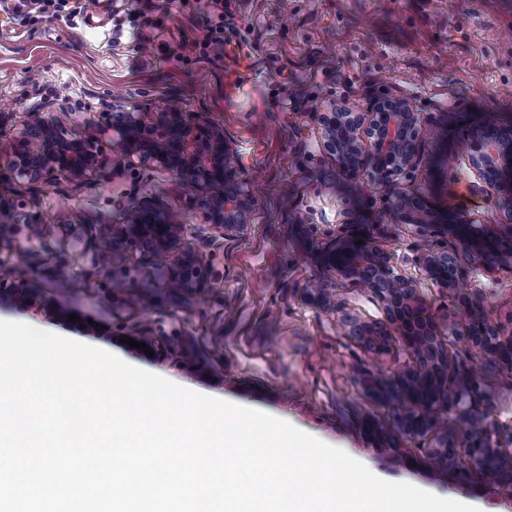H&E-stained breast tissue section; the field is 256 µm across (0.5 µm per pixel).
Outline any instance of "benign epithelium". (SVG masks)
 <instances>
[{
    "label": "benign epithelium",
    "mask_w": 512,
    "mask_h": 512,
    "mask_svg": "<svg viewBox=\"0 0 512 512\" xmlns=\"http://www.w3.org/2000/svg\"><path fill=\"white\" fill-rule=\"evenodd\" d=\"M318 119L323 148L349 175L384 181L413 167L419 158L420 115L403 99L380 100L366 112L332 102ZM100 129L113 133V145L124 160L155 164L198 192L216 233L228 236L249 223L253 200L240 180L235 152L222 129L174 104L148 112L120 102L101 113ZM458 149L480 189L499 194L505 184L512 188V124L496 118L491 130L486 119L467 132ZM105 161L95 140L76 134L54 114L26 112L22 131L11 142L8 168L27 184L38 186L52 182L59 173L81 180ZM388 213L394 223L418 228L425 239L438 233L453 241L451 251H424L425 271L440 287L459 290L462 314L470 319L466 338L471 345L488 361L512 369V329L504 331L476 298L458 289L467 265L512 268V210L503 212L504 224H478L461 212L442 213L423 197L398 189ZM124 242L145 254L166 257L173 270L167 286L174 285L179 292L194 291L207 282L202 257L185 246L183 225L171 211L137 206L125 223L111 224L93 236L95 265H110ZM324 263L333 278L371 289L385 307L387 323L346 316L340 322L344 333L374 349L384 347L396 334L414 360L403 376L365 379L366 393L398 402V423L405 433H435L438 461L448 457V449L464 448L475 464L484 465L487 456L498 450V423L472 388L462 386L447 397L448 356L414 281L395 273L380 247L369 241L359 244L352 235L329 244ZM439 405L453 411L460 435L439 424L435 415Z\"/></svg>",
    "instance_id": "obj_1"
}]
</instances>
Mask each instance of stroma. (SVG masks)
<instances>
[{
    "mask_svg": "<svg viewBox=\"0 0 512 512\" xmlns=\"http://www.w3.org/2000/svg\"><path fill=\"white\" fill-rule=\"evenodd\" d=\"M28 4L20 21L11 0H0V203L31 220L16 234L27 255L15 274H0V320L271 413L369 462L383 480L481 512H512V482H482L461 448L435 462V434L403 433L391 404L364 393L365 375L392 376L413 363L400 344L373 353L338 326L343 311L384 320L372 292L337 281L336 312L307 295L328 275L322 250L335 238L376 241L434 315L449 386L476 367L473 387L500 427L502 455L512 458V370L469 345L454 291L425 273L417 228L386 221L397 186L436 208L499 223L494 197L475 188L455 147L486 114L512 123V0H224L220 16L206 0H96L72 19L46 18L41 0ZM217 26L222 52L200 56L197 41ZM116 96L142 109L175 100L221 127L254 197L250 224L218 235L191 189L160 167L122 160L108 137L99 142L106 163L79 181L61 174L34 188L4 170L24 113L59 112L93 136ZM394 97L420 115L419 161L390 185L345 174L321 147L320 110L336 101L363 112ZM135 205L176 213L185 245L210 269L205 287L171 291L168 260L134 247L107 269L93 266L87 225L124 223ZM60 260L83 288L58 290L51 269ZM116 281L127 292L113 291ZM463 286L490 318L512 323V272L471 266Z\"/></svg>",
    "mask_w": 512,
    "mask_h": 512,
    "instance_id": "obj_1",
    "label": "stroma"
}]
</instances>
